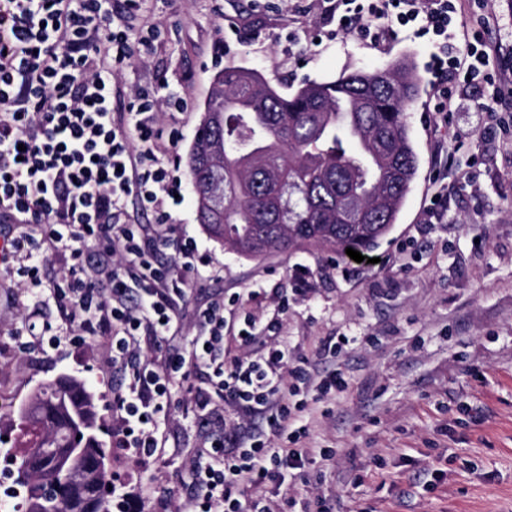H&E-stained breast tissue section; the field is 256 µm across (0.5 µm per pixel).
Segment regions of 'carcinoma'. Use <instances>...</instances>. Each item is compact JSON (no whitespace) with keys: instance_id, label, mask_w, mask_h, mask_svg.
<instances>
[{"instance_id":"carcinoma-1","label":"carcinoma","mask_w":512,"mask_h":512,"mask_svg":"<svg viewBox=\"0 0 512 512\" xmlns=\"http://www.w3.org/2000/svg\"><path fill=\"white\" fill-rule=\"evenodd\" d=\"M209 95L187 154L200 223L210 236L231 241L236 253L259 256L271 249H331L362 254L391 230L410 190L418 157L405 114L419 78L408 67L354 72L334 81H307L284 96L251 70L227 67ZM224 185V210L205 199L213 183ZM20 420L39 426L28 440L19 477L28 488L25 512H62L43 494L90 467L107 478L109 452L93 436L97 406L84 383L61 375L37 389ZM89 435L87 451L59 463L75 435Z\"/></svg>"}]
</instances>
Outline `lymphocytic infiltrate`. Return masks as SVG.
Masks as SVG:
<instances>
[{
	"label": "lymphocytic infiltrate",
	"instance_id": "obj_1",
	"mask_svg": "<svg viewBox=\"0 0 512 512\" xmlns=\"http://www.w3.org/2000/svg\"><path fill=\"white\" fill-rule=\"evenodd\" d=\"M141 9L142 0H123L117 14L103 0H0V223L12 227L0 259L19 284L54 300L73 345L94 343L119 367V450L145 463L163 458L172 396L186 389L187 412L205 433L183 451L190 493L177 512H272L265 487L287 494L308 459L296 421L311 399L309 372L289 362L275 336L260 355L225 359L220 301L196 310L190 346L179 340L184 277L209 259L186 237L173 243L175 264L158 258L169 202L182 188L171 150L179 132H163L158 110L187 102L160 73L154 86L131 89L126 112L112 110L114 71L151 54L160 38L153 27L125 24ZM456 13L455 0H332L327 20L363 42L395 28L431 36L434 111L450 112L460 88L483 83L477 109L494 117L501 89L490 55ZM131 195L155 223L126 222ZM53 256L63 269L46 283L41 270ZM202 365L208 380L191 385ZM220 404L267 417L276 441L227 430L213 415Z\"/></svg>",
	"mask_w": 512,
	"mask_h": 512
}]
</instances>
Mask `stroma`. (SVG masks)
Instances as JSON below:
<instances>
[{
    "label": "stroma",
    "instance_id": "obj_1",
    "mask_svg": "<svg viewBox=\"0 0 512 512\" xmlns=\"http://www.w3.org/2000/svg\"><path fill=\"white\" fill-rule=\"evenodd\" d=\"M327 0H144L134 28L149 24L163 42L148 58L120 69L119 87L166 73L187 99L185 111L162 110L177 127L175 155L186 158L217 72L237 66L261 73L280 93L307 80L330 81L406 62L420 77L406 114L418 172L377 263L345 260L314 247L245 258L229 252L199 224L187 166L183 200L171 214L178 233L194 237L211 259L203 285L187 284L185 314L224 299L225 318L250 315L256 335L271 320L289 359L314 374H336L345 386L312 402L300 418L303 448H330L331 460L309 465L297 499L322 497L329 512H512V44L502 43L493 73L502 97L499 123L488 126L476 94L456 98L448 117L427 113L430 42L386 34L377 44L334 36ZM457 19L485 33L492 16H512V0H457ZM446 205L442 220L427 214ZM58 323L54 300L15 302L12 279L0 275V482L16 471L24 439L18 412L43 383L66 374L95 396L99 438L112 442V369L92 346L61 340L18 354L9 334L17 312ZM335 350L322 351L326 339ZM180 456L142 466L113 455L111 474L136 492L154 476L171 502L188 489L177 479Z\"/></svg>",
    "mask_w": 512,
    "mask_h": 512
}]
</instances>
